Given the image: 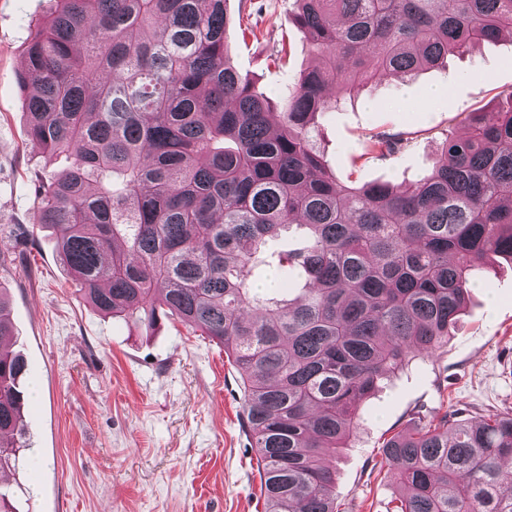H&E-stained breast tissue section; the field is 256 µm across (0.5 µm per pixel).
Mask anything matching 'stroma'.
Segmentation results:
<instances>
[{"label": "stroma", "instance_id": "obj_1", "mask_svg": "<svg viewBox=\"0 0 512 512\" xmlns=\"http://www.w3.org/2000/svg\"><path fill=\"white\" fill-rule=\"evenodd\" d=\"M53 0H0V283L26 359L27 446L8 484L18 512H264L241 418L239 376L223 346L179 321L147 328L101 316L71 282L34 193L44 161L28 139L23 47ZM235 67L277 108L286 77L312 60L290 20L293 0H227ZM447 98L424 101L432 86ZM512 89V40L484 42L414 78L377 79L315 118L314 141L338 182L407 184L426 174L461 115ZM377 131L410 138L396 157L364 153ZM512 409V263L481 270L447 344L389 374L359 407L330 458L341 512H388L395 481L381 463L391 435L447 412L477 420Z\"/></svg>", "mask_w": 512, "mask_h": 512}]
</instances>
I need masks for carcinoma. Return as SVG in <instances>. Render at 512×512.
Instances as JSON below:
<instances>
[{
  "label": "carcinoma",
  "mask_w": 512,
  "mask_h": 512,
  "mask_svg": "<svg viewBox=\"0 0 512 512\" xmlns=\"http://www.w3.org/2000/svg\"><path fill=\"white\" fill-rule=\"evenodd\" d=\"M315 53L288 105L238 73L226 0H55L25 46L27 136L46 161L38 223L83 298L150 327L178 319L240 376L265 512H340L326 458L382 378L448 342L492 257L512 258V90L463 119L402 190L346 185L314 144L319 112L376 74L411 77L512 36V0H295ZM406 139L376 132L365 154ZM292 224L300 246L265 245ZM272 266L282 288L260 293ZM307 288L287 298V285ZM0 296V471L23 447L27 363ZM390 512H512V410L457 413L382 445Z\"/></svg>",
  "instance_id": "carcinoma-1"
}]
</instances>
